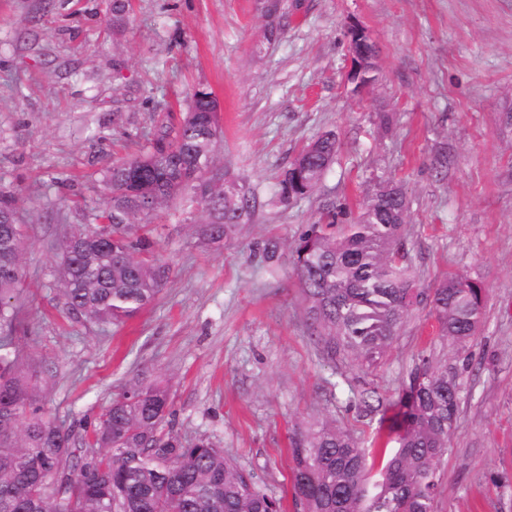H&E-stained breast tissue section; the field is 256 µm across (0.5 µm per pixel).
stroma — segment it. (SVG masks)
Segmentation results:
<instances>
[{
  "label": "stroma",
  "instance_id": "obj_1",
  "mask_svg": "<svg viewBox=\"0 0 512 512\" xmlns=\"http://www.w3.org/2000/svg\"><path fill=\"white\" fill-rule=\"evenodd\" d=\"M112 4L0 0V193L26 227L19 343L56 368L42 411L81 427L148 372L170 390L174 431L210 437L296 512L297 429L333 419L370 443L386 425L356 391L368 383L395 399L441 343L421 304L370 377L328 363L306 334L291 266L268 265L261 248L289 247L330 209L356 219L395 186L420 290L451 274L487 290L437 512H512V0H282L275 39L262 0H129L120 29ZM354 27L375 47L361 88L350 78ZM199 88L218 102L217 168L258 200L249 224L211 244L197 232L206 213L170 203L129 228L171 269L155 301L119 326L69 316L58 239L94 224L104 167ZM326 131L334 164L309 195L280 204L285 171Z\"/></svg>",
  "mask_w": 512,
  "mask_h": 512
}]
</instances>
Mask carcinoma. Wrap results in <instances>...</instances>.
Returning a JSON list of instances; mask_svg holds the SVG:
<instances>
[{
  "label": "carcinoma",
  "instance_id": "carcinoma-1",
  "mask_svg": "<svg viewBox=\"0 0 512 512\" xmlns=\"http://www.w3.org/2000/svg\"><path fill=\"white\" fill-rule=\"evenodd\" d=\"M218 142L217 104L198 90L187 111L152 116L145 149L103 170L108 201L97 218L108 226L64 236L71 248L62 253L59 279L69 313L91 324H118L155 300L170 268L147 244L130 241L125 228L151 222L170 200L182 196L202 207L208 220L201 233L211 243L249 223L255 196L248 190L227 196L213 174ZM336 151L332 132L308 143L286 171L279 201L308 195ZM406 210L402 190L384 188L364 203L356 222L340 225L330 212L307 225L291 250L306 332L328 361L376 370L423 302L438 338L451 348L443 359L420 358L393 402L383 403L374 388L359 392L366 413L393 411L380 467L334 420L292 440L300 512H436L438 462L467 394L470 348L487 294L466 276H450L430 294L417 288L401 243ZM24 237L11 202L1 197L0 512H281L280 500L210 438L163 432L171 404L165 387L133 382L83 426L90 442L40 413V383L54 371L15 336Z\"/></svg>",
  "mask_w": 512,
  "mask_h": 512
}]
</instances>
